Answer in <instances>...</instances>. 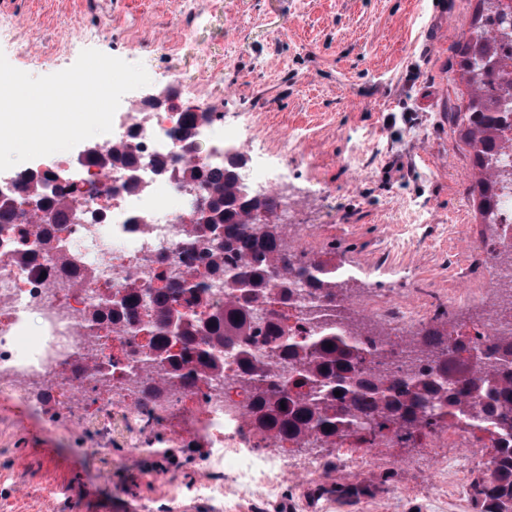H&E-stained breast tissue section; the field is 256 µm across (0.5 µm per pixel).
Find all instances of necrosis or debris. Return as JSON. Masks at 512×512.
Wrapping results in <instances>:
<instances>
[{"instance_id":"1","label":"necrosis or debris","mask_w":512,"mask_h":512,"mask_svg":"<svg viewBox=\"0 0 512 512\" xmlns=\"http://www.w3.org/2000/svg\"><path fill=\"white\" fill-rule=\"evenodd\" d=\"M176 112H134L130 124L138 135V170L143 184L124 187L123 167L100 173L86 167L80 179L92 182L85 195L86 218L60 233L59 249L42 243L37 226L18 224L0 231V396L26 401L36 390L52 387L59 395L75 391L111 396L110 405L94 404L93 417L121 414L124 431L135 437L148 415L179 414L187 430L216 448L240 450L245 440L239 431L246 395L230 378L236 371L232 358L224 360L223 377L201 389L170 398H153L130 381L131 344H144L153 306L144 303L137 323L115 332L103 323L80 337L77 329L88 313L105 298L128 288L156 286V274L179 275L174 259L190 250L186 229L188 199L170 175L155 172L156 160L173 152L169 138ZM494 222L502 243L500 259L490 262L492 288L502 294L474 323L458 328L461 336H496L512 329V180L502 179ZM44 255L42 266H24L16 259L19 242Z\"/></svg>"}]
</instances>
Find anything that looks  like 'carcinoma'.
<instances>
[{"mask_svg": "<svg viewBox=\"0 0 512 512\" xmlns=\"http://www.w3.org/2000/svg\"><path fill=\"white\" fill-rule=\"evenodd\" d=\"M511 22L502 0H476L469 29L454 48L474 94L451 113V121L472 165L482 169L492 166L497 130L487 101L503 93L486 56L502 37L501 25ZM211 119L208 107L183 112L175 151L159 162L180 184L202 191L203 205L188 210V233L198 247L179 257L185 266L181 279L160 274L163 286L145 289L154 303V337L138 347L140 364L130 367L128 376L141 379L144 391L155 397L192 390L224 372L227 353L237 365L234 380L249 393L242 428L276 447L290 442L297 450L312 436L322 448L350 439L372 447L390 434L408 442L447 417L477 410L474 428L489 438L494 456L490 474L471 484V496L481 512H512V335L450 337L448 317L438 316L399 343L411 368L394 365L393 351L385 348L389 333L378 325L365 328L364 319L348 312L340 266L288 246V225L277 216L281 197L255 193L241 181L245 156L227 147L221 165L195 161L202 154L200 129ZM137 151L131 134L90 154L87 163L103 173L117 164L130 171L137 166ZM61 176L17 172L16 191L38 207L28 212L11 200L0 201V225L34 224L46 240L51 229L74 223L80 202L72 186L59 184L53 194L43 193L45 183ZM469 192L483 223H491L498 205L495 182L479 179ZM197 264L206 265L210 279L224 289V306L192 310L210 288L198 280ZM300 284L306 287L309 321L293 331L288 309L298 303ZM139 301L138 291L128 288L120 302L107 301L92 317L123 318L133 325ZM258 310L266 312L261 320L255 317ZM346 326L367 332L354 336ZM173 342L181 345L176 354L168 349ZM469 347L480 355L462 356Z\"/></svg>", "mask_w": 512, "mask_h": 512, "instance_id": "cac0c4a2", "label": "carcinoma"}]
</instances>
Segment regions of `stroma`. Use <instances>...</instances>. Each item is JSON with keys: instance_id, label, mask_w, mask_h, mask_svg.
<instances>
[{"instance_id": "obj_1", "label": "stroma", "mask_w": 512, "mask_h": 512, "mask_svg": "<svg viewBox=\"0 0 512 512\" xmlns=\"http://www.w3.org/2000/svg\"><path fill=\"white\" fill-rule=\"evenodd\" d=\"M179 2L0 0L14 22L0 52L43 76L96 49L142 63L152 88L191 85L250 149L279 156L288 242L355 271L353 315L373 300L452 318L491 303L498 230L474 212L449 117L464 89L452 49L474 0H193L188 14ZM452 281L478 297L450 301ZM87 405L52 392L34 412L0 397V512H479L470 485L492 455L386 443L355 472L326 448L316 478L271 484L172 423L134 451Z\"/></svg>"}]
</instances>
